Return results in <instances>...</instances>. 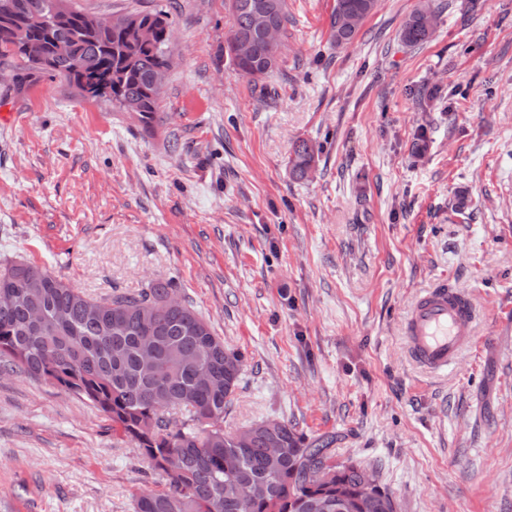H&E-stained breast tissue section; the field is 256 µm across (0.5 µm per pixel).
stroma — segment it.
<instances>
[{
    "label": "stroma",
    "mask_w": 512,
    "mask_h": 512,
    "mask_svg": "<svg viewBox=\"0 0 512 512\" xmlns=\"http://www.w3.org/2000/svg\"><path fill=\"white\" fill-rule=\"evenodd\" d=\"M74 2L171 21L159 117L146 132L60 76L0 82V263L96 298L175 280L243 359L225 431L295 424L400 512H512V0H441L417 46L400 30L425 0H380L343 46L334 0H288L258 82L225 52V0ZM443 283L476 342L431 373L402 324ZM164 480L87 399L0 373V512H134ZM314 161V149L307 141H299L293 147L291 172L296 178H304L310 162Z\"/></svg>",
    "instance_id": "obj_1"
}]
</instances>
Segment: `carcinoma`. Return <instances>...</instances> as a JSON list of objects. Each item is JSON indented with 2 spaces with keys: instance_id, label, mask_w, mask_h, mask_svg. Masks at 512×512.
Instances as JSON below:
<instances>
[{
  "instance_id": "obj_1",
  "label": "carcinoma",
  "mask_w": 512,
  "mask_h": 512,
  "mask_svg": "<svg viewBox=\"0 0 512 512\" xmlns=\"http://www.w3.org/2000/svg\"><path fill=\"white\" fill-rule=\"evenodd\" d=\"M0 67L15 84L35 74L60 75L83 96L105 99L148 126L160 110L154 74L171 68L173 29L167 16L139 12L115 16L110 28L70 0H0ZM379 0H335L330 37L350 43ZM232 27L226 52L236 70L261 80L277 69L285 48L288 0H229ZM437 8L412 12L401 41H427ZM272 20L279 41L270 46L262 25ZM36 41L43 61L27 56ZM314 149L293 147L291 172L306 175ZM45 379L90 401L112 420L140 456L165 474V483L142 491L134 512H318L344 503L345 512H386L362 485L357 468L338 464L325 444L307 441L295 426L276 421L279 453L266 435L240 441L224 433V409L239 388L238 353L224 350L209 322L171 279L136 292L113 290L93 298L42 266L0 267V369ZM327 478L312 480L297 464L298 449ZM258 488L241 500L238 492Z\"/></svg>"
}]
</instances>
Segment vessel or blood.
I'll list each match as a JSON object with an SVG mask.
<instances>
[{
    "label": "vessel or blood",
    "instance_id": "b4317fda",
    "mask_svg": "<svg viewBox=\"0 0 512 512\" xmlns=\"http://www.w3.org/2000/svg\"><path fill=\"white\" fill-rule=\"evenodd\" d=\"M405 334L418 362L431 369L448 368L474 340V309L454 289L428 290L412 305Z\"/></svg>",
    "mask_w": 512,
    "mask_h": 512
}]
</instances>
